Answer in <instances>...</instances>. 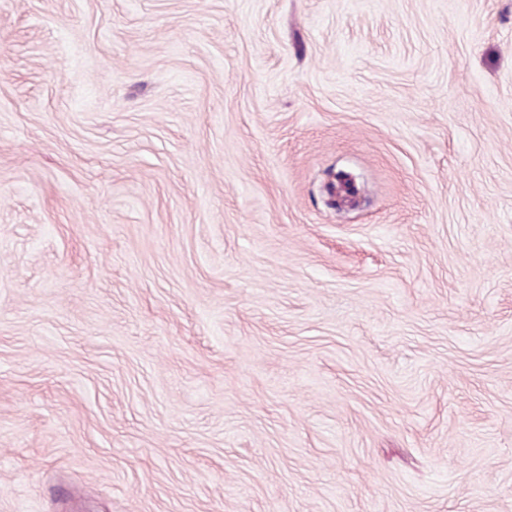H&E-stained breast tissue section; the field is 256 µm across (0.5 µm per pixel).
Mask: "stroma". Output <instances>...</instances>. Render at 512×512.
I'll list each match as a JSON object with an SVG mask.
<instances>
[{
  "mask_svg": "<svg viewBox=\"0 0 512 512\" xmlns=\"http://www.w3.org/2000/svg\"><path fill=\"white\" fill-rule=\"evenodd\" d=\"M0 512H512V0H0Z\"/></svg>",
  "mask_w": 512,
  "mask_h": 512,
  "instance_id": "35a3bbf8",
  "label": "stroma"
}]
</instances>
